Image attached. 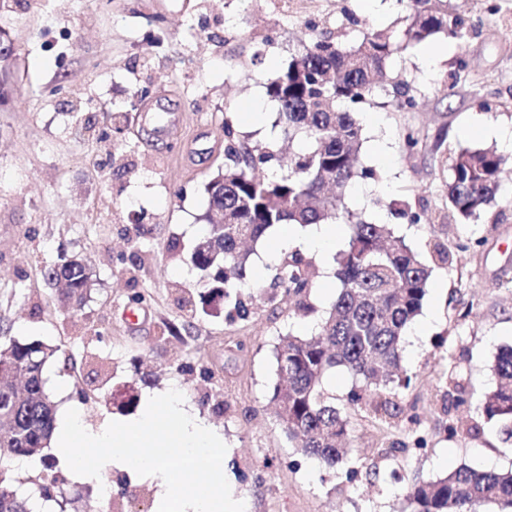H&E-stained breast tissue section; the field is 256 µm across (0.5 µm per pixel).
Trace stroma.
<instances>
[{
	"instance_id": "obj_1",
	"label": "stroma",
	"mask_w": 512,
	"mask_h": 512,
	"mask_svg": "<svg viewBox=\"0 0 512 512\" xmlns=\"http://www.w3.org/2000/svg\"><path fill=\"white\" fill-rule=\"evenodd\" d=\"M275 0H0V30L12 46L0 99V328L54 347L43 372L57 406L79 408L86 423L131 421L146 394L177 389L224 435V474L245 512H392L401 479L430 481L461 465L512 470V444L486 421L492 363L512 346V175L477 220L447 207L442 165L450 151L497 145L493 129L512 128V0H448L472 29L457 44L437 37L394 57L416 106L372 105L361 159L376 180L356 183L345 205L391 225L422 255L448 248L436 267L402 365L417 377L399 395L398 419L350 415L351 453L334 471L296 451L269 403L274 347L281 335L312 332L336 294L318 274L314 314L290 310L263 270L269 244H257L245 295L248 319L205 306L204 272L191 262L201 236L207 185L224 169V123L262 101L267 121V59L287 62L310 36L309 23L347 40L392 25L406 0H301L282 15ZM436 48L437 61L424 55ZM266 61L252 65L256 51ZM161 101L173 124L158 139L143 106ZM419 144L405 151L401 135ZM388 154L380 163L378 150ZM405 199L421 223L391 215ZM145 225L138 234L136 225ZM88 258L90 295L62 308L44 271L60 256ZM473 304L457 319L456 300ZM455 368L463 404L437 385ZM357 470L348 481V470ZM60 489L37 496L34 512H154L155 488L117 468L103 471L100 496L56 467Z\"/></svg>"
}]
</instances>
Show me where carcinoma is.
<instances>
[{
    "label": "carcinoma",
    "instance_id": "1",
    "mask_svg": "<svg viewBox=\"0 0 512 512\" xmlns=\"http://www.w3.org/2000/svg\"><path fill=\"white\" fill-rule=\"evenodd\" d=\"M410 12L398 28L364 33L347 43L321 32L290 54L286 68L269 78L268 96L278 104L272 128L281 137L250 144L224 122V172L207 186L206 211H221L222 224H207L191 256L218 278L211 288L248 317L236 295L246 284L249 243L279 224H337L350 229L348 246L336 254V297L310 335L281 336L275 350V382L270 401L292 447L330 471L347 453V415L323 390L325 374L340 367L355 381L348 409L398 417L393 397L409 389L414 375L401 369L403 336L422 312L434 267L450 263L448 249L434 248L426 259L387 224L368 221L343 206L351 185L376 178L361 162L362 125L357 115L381 91L402 107L412 105L410 83L389 70L390 60L443 35L461 43L472 24L448 11L447 0H409ZM299 142L287 172L271 177L264 169L282 162L280 138ZM508 158L493 147L461 148L450 156L448 207L461 219H477L497 201ZM409 224L421 221L405 200H393ZM314 262L299 249L270 268L271 283L298 298V309L314 287ZM47 283H64L63 298L85 304L92 285L84 260L62 258L45 272ZM53 350L34 340L0 336V448L15 457L40 458L43 470L33 484L40 495L56 490L53 464L42 455L55 428V405L45 392L42 371ZM495 387L485 394L482 413L512 440V347L492 365ZM400 512H481L494 504L512 512V471L482 472L461 465L429 482H410L400 492ZM0 512H32L29 497L0 474Z\"/></svg>",
    "mask_w": 512,
    "mask_h": 512
}]
</instances>
